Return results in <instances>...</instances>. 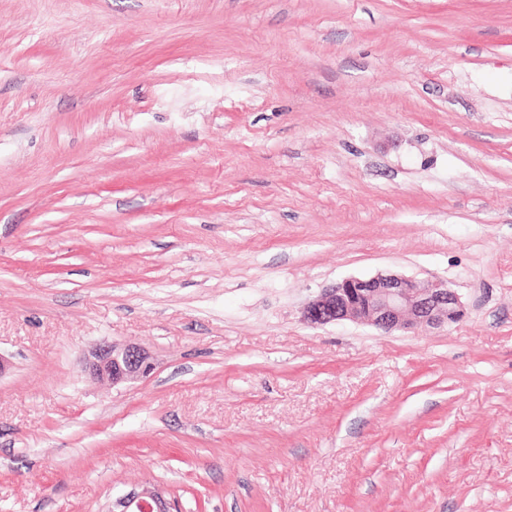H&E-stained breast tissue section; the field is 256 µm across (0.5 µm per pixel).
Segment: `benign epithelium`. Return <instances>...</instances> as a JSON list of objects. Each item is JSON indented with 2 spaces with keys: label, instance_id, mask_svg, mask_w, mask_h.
<instances>
[{
  "label": "benign epithelium",
  "instance_id": "1",
  "mask_svg": "<svg viewBox=\"0 0 512 512\" xmlns=\"http://www.w3.org/2000/svg\"><path fill=\"white\" fill-rule=\"evenodd\" d=\"M464 316V305L447 282L424 284L396 274L344 278L308 301L302 312L311 326L352 321L384 333L422 326L450 327ZM84 368L91 379L115 386L148 377L153 363L138 345L102 342L86 352ZM113 506L115 512H172L171 504L155 487L131 490Z\"/></svg>",
  "mask_w": 512,
  "mask_h": 512
}]
</instances>
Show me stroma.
Instances as JSON below:
<instances>
[{"mask_svg": "<svg viewBox=\"0 0 512 512\" xmlns=\"http://www.w3.org/2000/svg\"><path fill=\"white\" fill-rule=\"evenodd\" d=\"M0 356V512H512V0H0ZM459 296L448 283L424 284L396 274L347 277L308 301L303 320L312 326L340 321L374 326L384 333L417 327H451L465 316ZM84 368L93 380L108 381L112 386L148 377L153 363L150 355L135 344L102 342L85 354ZM114 506L117 510H114ZM171 509V504L155 487L131 490L112 504L113 512H172Z\"/></svg>", "mask_w": 512, "mask_h": 512, "instance_id": "35a3bbf8", "label": "stroma"}]
</instances>
